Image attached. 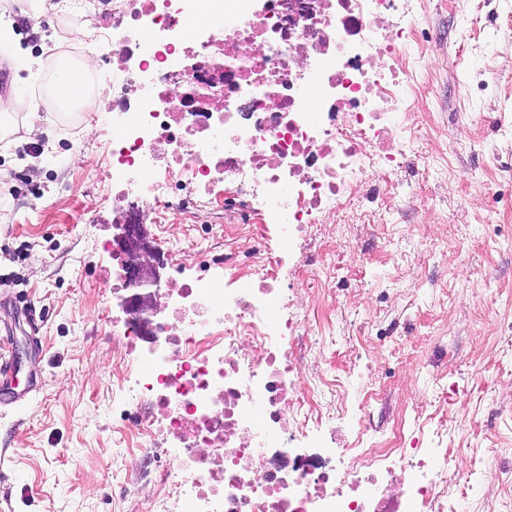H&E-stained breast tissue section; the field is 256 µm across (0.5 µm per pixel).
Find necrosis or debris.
I'll return each mask as SVG.
<instances>
[{
	"mask_svg": "<svg viewBox=\"0 0 512 512\" xmlns=\"http://www.w3.org/2000/svg\"><path fill=\"white\" fill-rule=\"evenodd\" d=\"M286 12L284 0H125L104 37L126 91L113 213L134 193L164 224L182 191L223 181L292 250L313 225L354 214L358 186H392L408 149L398 117L419 105L406 65L414 0ZM247 249L246 287L185 282L162 291L151 335L123 327L137 362L129 401L154 409L134 447L174 446L148 512H448L452 457L403 443L362 461L331 453V418L297 372L305 322L280 260L264 238Z\"/></svg>",
	"mask_w": 512,
	"mask_h": 512,
	"instance_id": "1",
	"label": "necrosis or debris"
}]
</instances>
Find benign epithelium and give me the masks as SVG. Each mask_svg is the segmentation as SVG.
<instances>
[{"label":"benign epithelium","instance_id":"obj_1","mask_svg":"<svg viewBox=\"0 0 512 512\" xmlns=\"http://www.w3.org/2000/svg\"><path fill=\"white\" fill-rule=\"evenodd\" d=\"M121 229L116 241L124 256V278L128 287L134 289V293L124 300V306L131 319L149 333L152 317L161 312L159 288L163 264L138 218L129 219Z\"/></svg>","mask_w":512,"mask_h":512}]
</instances>
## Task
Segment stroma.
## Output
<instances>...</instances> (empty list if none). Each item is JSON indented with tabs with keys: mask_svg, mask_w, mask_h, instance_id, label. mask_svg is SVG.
<instances>
[{
	"mask_svg": "<svg viewBox=\"0 0 512 512\" xmlns=\"http://www.w3.org/2000/svg\"><path fill=\"white\" fill-rule=\"evenodd\" d=\"M415 0L419 41L407 52L414 147L397 188L368 203L372 221L314 226L304 261L283 263L282 287L306 282L297 369L336 445L357 428L375 447L396 430L424 451L464 463L452 476L455 512H512V0ZM41 18L37 40L18 18ZM0 67L11 76L10 132L0 133V353L16 381L40 380L22 403L0 399V512H144L166 465L165 449L132 455L134 414L122 386L119 326L125 289L112 215V130L120 105L116 61L100 60L85 31L101 33L85 0H0ZM94 60L95 106L64 112L45 96L70 48ZM33 59L20 68L18 57ZM45 116L41 155L25 154V112ZM140 220L155 246L179 253L163 283H232L251 272V235L276 245L270 223L226 222L220 208L191 220Z\"/></svg>",
	"mask_w": 512,
	"mask_h": 512,
	"instance_id": "stroma-1",
	"label": "stroma"
}]
</instances>
